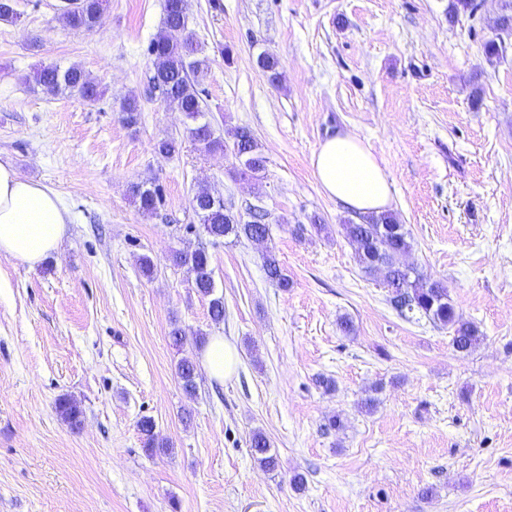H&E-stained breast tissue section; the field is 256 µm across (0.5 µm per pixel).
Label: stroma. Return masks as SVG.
I'll use <instances>...</instances> for the list:
<instances>
[{"instance_id":"obj_1","label":"stroma","mask_w":512,"mask_h":512,"mask_svg":"<svg viewBox=\"0 0 512 512\" xmlns=\"http://www.w3.org/2000/svg\"><path fill=\"white\" fill-rule=\"evenodd\" d=\"M451 3L188 0L209 61L205 118L219 137L249 127L267 159L243 179L149 89L164 0H107L90 32L62 22L61 0H16L17 19L0 22V158L55 191L70 221L36 267L0 254V512H512V44L488 61L502 0L454 17ZM263 52L281 85L259 69ZM48 65L80 67L102 99L42 93L31 77ZM131 96L133 126L120 112ZM342 132L392 182L406 264L446 283L477 326L470 352L401 316L358 265L340 232L354 213L311 165ZM167 137L178 153H158ZM144 182L162 190L152 214L131 196ZM203 186L234 213L266 211L267 243H213L190 207ZM267 247L288 289L267 279ZM199 248L224 297L218 324L170 260ZM218 334L236 344L237 372L222 384L200 373L187 395L177 363ZM62 397L80 406L78 427L57 414ZM144 417L168 454L145 453ZM256 430L276 471L249 452Z\"/></svg>"}]
</instances>
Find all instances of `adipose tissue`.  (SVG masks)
Returning <instances> with one entry per match:
<instances>
[{"label": "adipose tissue", "mask_w": 512, "mask_h": 512, "mask_svg": "<svg viewBox=\"0 0 512 512\" xmlns=\"http://www.w3.org/2000/svg\"><path fill=\"white\" fill-rule=\"evenodd\" d=\"M322 190L357 213L380 214L392 202L391 183L376 155L360 138L342 133L325 140L311 160ZM68 220L60 197L0 160V254L35 266L56 251ZM202 359L210 379L234 374L239 353L225 336L210 337Z\"/></svg>", "instance_id": "ef3b65f1"}]
</instances>
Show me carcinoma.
<instances>
[{"instance_id":"obj_1","label":"carcinoma","mask_w":512,"mask_h":512,"mask_svg":"<svg viewBox=\"0 0 512 512\" xmlns=\"http://www.w3.org/2000/svg\"><path fill=\"white\" fill-rule=\"evenodd\" d=\"M104 2L106 0H82L80 9L69 8L63 13L65 24L74 29L94 30ZM496 29L502 33L512 31V0H503ZM200 52L201 48L187 32V0H165L163 27L148 46V53L158 60L152 82L159 88L160 98L166 106L196 122V125L188 128L190 137L201 150L212 152L225 148L226 143L214 136L208 122L200 121L205 116V105L202 91L197 89L196 84L207 69L206 59L198 57ZM258 63L271 84L277 86L281 83L282 73L277 58L264 55L259 57ZM33 82L50 95L69 92L89 100L100 96L98 86L77 66L65 70L57 66L43 68L34 73ZM231 138L232 144L239 146L243 152L244 169L240 175L256 176L264 171L266 160L251 129L239 126L232 130ZM133 195L144 213L153 212L162 202L161 189L155 185H136ZM190 207L207 234L215 240L233 237L253 241L268 236L267 224L262 222L263 214L258 212L254 220L245 221L224 206L221 195L208 188H201L195 193ZM341 232L355 246L356 258L364 273L373 275L385 271L384 287L388 288L389 301L400 315L418 313L434 325L448 328L453 333L452 347L460 354L474 348L480 340L479 331L473 323L456 314L448 298V285L438 281L426 282L413 267L402 262V258L411 250V242L403 225L392 214L363 215L357 222L347 220L341 224ZM262 261L267 278L279 288H289V279L282 272L275 252L266 249L262 253ZM172 263L190 273L197 293L208 299L211 319L218 323L223 321L224 297L215 294L209 253L203 248L190 253L175 251L172 253ZM176 374L186 393L196 391L198 372L193 359H181ZM55 410L70 425L80 424L81 410L70 399H58ZM138 428L147 455L168 451L169 446L158 440L154 421L143 418L138 422ZM250 451L260 466L268 470L278 466L277 456L271 453L270 441L263 432H253Z\"/></svg>"}]
</instances>
